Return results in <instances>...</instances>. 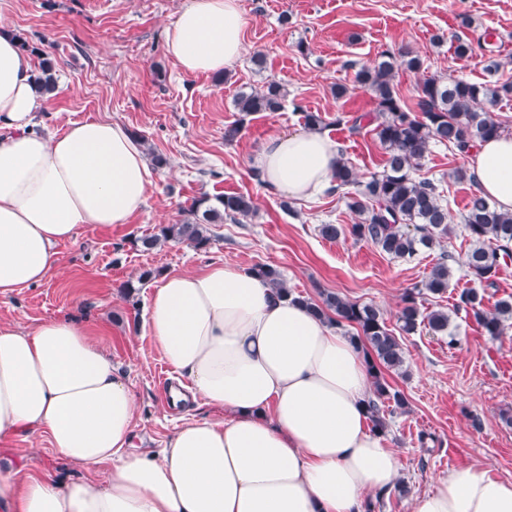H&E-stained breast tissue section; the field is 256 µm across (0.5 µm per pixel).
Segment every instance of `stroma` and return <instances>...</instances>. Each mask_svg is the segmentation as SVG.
Listing matches in <instances>:
<instances>
[{"label":"stroma","instance_id":"stroma-1","mask_svg":"<svg viewBox=\"0 0 512 512\" xmlns=\"http://www.w3.org/2000/svg\"><path fill=\"white\" fill-rule=\"evenodd\" d=\"M186 0H0V25L29 48L45 51L57 84L74 93L41 103V129L56 131L70 121L109 117L144 136L146 151L169 160L157 170L143 210L131 223L94 227L77 243L56 248V264L42 283L0 297V320L24 328L76 316L93 341L111 355L112 365L136 396L133 443L139 450L163 447L190 418L220 419L223 409L201 405L172 408L162 399L160 379L169 372L145 326L151 284L133 296L124 282L146 269L156 274L197 270L214 261L245 267H278L293 293L313 300L337 292L373 304L396 325L400 297L421 284L440 253L455 261L450 285L469 286L461 267L468 240L456 233L440 249L404 260L350 236L335 241L318 233L322 224H354L358 217L340 193L310 201L264 188L249 165L271 136L304 130L303 109L322 113L328 134L355 167L359 180L382 171L386 151L371 123L351 133L348 119L373 114L370 91L355 82L357 69L383 52L407 48L424 60L420 72L395 69L400 97L413 101L424 78H486L495 57L499 81L512 83V0H239L247 19L246 51L224 76L187 75L165 55L166 28ZM475 42L474 54H454L457 38ZM282 84L284 107L272 115H242L239 91L267 82ZM347 92L338 97L336 85ZM243 129L231 142L224 129ZM465 158L447 147L433 148L421 172L441 180L451 223L457 224L473 191L456 170ZM243 193L254 203L240 223L213 225L212 245L198 250L167 244L144 250L142 237L175 222L201 195ZM453 299H429V308L451 312L457 343L419 329L403 340L406 373L388 380L405 393L409 407L389 418L386 439L399 461L406 496L385 497L379 512H413L417 496L434 488L449 469L477 464L490 476L512 479V328L493 339L471 317L452 313ZM26 462L27 472L64 482L86 479L87 470L58 457L47 436L0 441V465Z\"/></svg>","mask_w":512,"mask_h":512}]
</instances>
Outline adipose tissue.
I'll use <instances>...</instances> for the list:
<instances>
[{
	"mask_svg": "<svg viewBox=\"0 0 512 512\" xmlns=\"http://www.w3.org/2000/svg\"><path fill=\"white\" fill-rule=\"evenodd\" d=\"M245 27L238 0H188L164 51L184 74H221L244 54ZM39 103L31 56L0 33V296L42 282L59 244L131 223L154 179L127 127L86 118L43 132ZM339 157L311 128L270 137L251 166L266 187L309 200L331 187ZM466 168L512 213L511 133L477 142ZM146 325L182 379L171 405L200 401L225 418L188 420L158 452L135 451L134 393L84 322H0V440L44 434L62 459L108 468L104 481L67 484L0 468V512H363L394 486L399 463L372 429L364 355L305 304L220 262L164 275ZM414 512H512V480L453 468Z\"/></svg>",
	"mask_w": 512,
	"mask_h": 512,
	"instance_id": "1",
	"label": "adipose tissue"
}]
</instances>
